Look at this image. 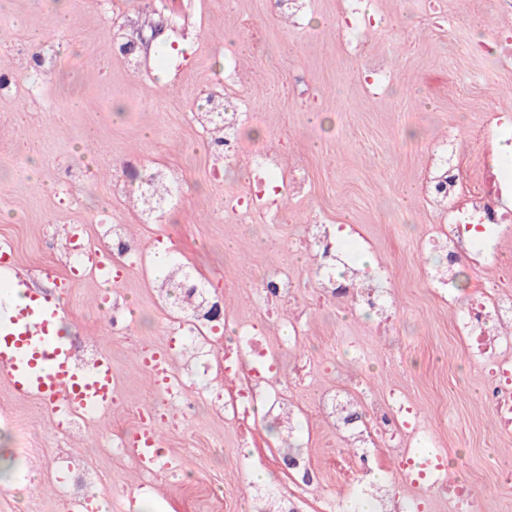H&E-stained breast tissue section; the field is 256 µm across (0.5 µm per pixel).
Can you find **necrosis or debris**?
Masks as SVG:
<instances>
[{"mask_svg": "<svg viewBox=\"0 0 512 512\" xmlns=\"http://www.w3.org/2000/svg\"><path fill=\"white\" fill-rule=\"evenodd\" d=\"M237 161L245 163L254 173L241 192L224 205L227 219L236 223H251L259 219H273L272 207L278 199L300 194L306 180L302 159L289 162L285 172H278V163L262 150H245L239 139L230 138L213 149L214 167ZM430 195L442 194L448 200L447 220L433 225L427 240L449 253L475 264L492 256L500 240L512 234V210L502 206L503 194H512V172L501 167L488 169L479 191L464 193L460 175L455 168L445 169L438 181L430 183ZM318 250L321 278L319 297L337 308L357 307L374 312L378 318L392 320L394 301L387 270L376 272L369 283H362V272L357 265H349L347 279L336 282L328 276L342 255L331 224L315 225L310 233ZM190 293L199 296L201 307L189 319L170 318L174 333L193 336L199 347H208L216 323L210 317L213 307L220 305V296L206 289L202 278L187 277ZM301 281L294 269L277 266L266 270L256 288L263 304L279 306L295 301ZM497 323L502 335L498 343H489L485 336L488 323ZM455 334L464 345L469 358L476 364L489 367L490 379L481 388V396L501 419V429L512 431V281L498 282L475 288L468 306L459 314ZM281 352L263 345L253 333L252 326L238 329L235 345L224 350V376L229 385L224 389L221 405L224 418L238 423L247 419L250 411L263 407L267 413L293 418L295 404L293 390L279 377ZM167 406L162 418L179 423L192 416L199 404H213L212 395L190 396L183 377H174L165 384L163 394ZM321 411L336 425V437L347 447L358 449L349 468L350 479H357L365 470L376 449H387L399 458L406 477L415 493L406 502L400 501L388 486L371 492L372 512H422L423 500L429 495H447L448 512H463V506L478 494L476 485L464 478L449 479L443 452L427 459H419L418 443L425 430L414 403L402 391L391 389L369 400H361L352 385L344 384L325 392L319 398Z\"/></svg>", "mask_w": 512, "mask_h": 512, "instance_id": "necrosis-or-debris-1", "label": "necrosis or debris"}]
</instances>
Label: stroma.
<instances>
[{
    "label": "stroma",
    "instance_id": "1",
    "mask_svg": "<svg viewBox=\"0 0 512 512\" xmlns=\"http://www.w3.org/2000/svg\"><path fill=\"white\" fill-rule=\"evenodd\" d=\"M345 0H307L298 14L273 13L269 0H0V72L23 91L0 96V240L12 243L19 273L33 291L61 297L63 339L85 356H112L119 394L77 433L56 430L32 399L0 387V512H66L59 497L60 457L91 462V497L104 512H275L288 490L301 512H318L324 498L356 506L347 466L355 449L337 441L315 410L320 395L351 383L363 395L401 388L416 404L432 445L446 451L449 476L479 486L478 512H506L512 487L500 470L512 468V437L499 434L494 410L481 398L484 371L453 333L473 288L512 272V237L496 263L449 266L446 250L424 247L441 213L423 186L447 152L468 186L480 187L485 166L512 157V142L489 139L495 114L512 113V59L493 38L512 31V13L492 0H441L451 24L433 20L424 0H356L375 27L344 34ZM67 26H60V16ZM193 24L198 35L181 69L161 64L171 19ZM136 40L141 74L112 55L115 31ZM47 46L55 69L38 75L19 55L20 42ZM387 57L381 86L361 77L364 54ZM238 80L225 84L224 67ZM223 86L227 106L246 113L237 136L261 147L280 167L307 161L302 198L283 199V215L246 226L224 220L225 196L240 192L248 171L229 163L211 173L212 147L189 118L205 108V94ZM192 172L184 202L163 224L146 222L130 195L155 163ZM80 176L70 180L68 169ZM126 195L112 194L114 182ZM357 225L371 247L355 251L362 271L385 266L395 295V319L385 325L368 311L337 310L320 302L318 261L306 228L321 222ZM121 225L149 256L128 259L116 283L95 277L91 265L102 224ZM82 229L80 240L69 231ZM294 267L299 297L260 318L256 282L271 267ZM186 270L222 289L229 326L256 324L270 346L300 321L305 335L287 350L283 377L309 407L293 433L275 419L253 418L246 429L224 413L203 409L179 426L160 429V441L178 473L143 474L115 450L132 438L141 413L159 401L135 350L149 342L169 350L177 373L195 366L203 387L224 391L221 358L234 335L217 331L196 354L190 339L171 337L168 316L179 291L161 299L169 274ZM448 271L453 303L431 293L427 277ZM68 292H60L61 280ZM120 289L129 334L112 329L106 297ZM42 442L30 448L31 438ZM307 457L315 474L308 486L289 482L279 459L289 450Z\"/></svg>",
    "mask_w": 512,
    "mask_h": 512
}]
</instances>
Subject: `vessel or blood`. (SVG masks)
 Returning <instances> with one entry per match:
<instances>
[{
    "mask_svg": "<svg viewBox=\"0 0 512 512\" xmlns=\"http://www.w3.org/2000/svg\"><path fill=\"white\" fill-rule=\"evenodd\" d=\"M21 279L13 259V247L0 241V286L21 289ZM63 312L61 301L38 293H28L25 304L10 307L0 315V384L21 398L39 402L53 417L62 413L91 414L110 407L117 381L112 357L103 351L88 365L78 362L73 350L54 332ZM139 365L162 386L173 376L169 356L158 350H141ZM156 428L142 426L131 445L145 472H160L166 459Z\"/></svg>",
    "mask_w": 512,
    "mask_h": 512,
    "instance_id": "vessel-or-blood-1",
    "label": "vessel or blood"
}]
</instances>
